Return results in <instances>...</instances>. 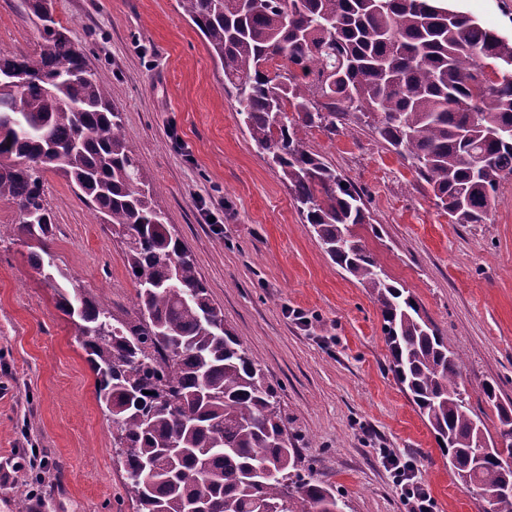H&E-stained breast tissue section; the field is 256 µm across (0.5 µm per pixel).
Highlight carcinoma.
Here are the masks:
<instances>
[{
  "label": "carcinoma",
  "instance_id": "carcinoma-1",
  "mask_svg": "<svg viewBox=\"0 0 512 512\" xmlns=\"http://www.w3.org/2000/svg\"><path fill=\"white\" fill-rule=\"evenodd\" d=\"M224 70L251 139L281 173L330 259L378 305L389 369L411 396L462 487L512 512V413L476 457L483 423L461 388L462 360L413 296L354 232L363 192L314 152L306 132L355 119L410 162L453 224H482L512 177V39L446 0H179ZM39 24L31 54L0 50V199L32 268L56 281L44 175L63 177L119 227L132 312L56 288L112 415L137 512H336V489L301 464L279 400L244 341L224 327L194 260L155 205L108 82L55 20L52 0H21ZM29 80L19 93L5 74ZM148 394H143V391Z\"/></svg>",
  "mask_w": 512,
  "mask_h": 512
}]
</instances>
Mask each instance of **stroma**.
Instances as JSON below:
<instances>
[{
    "instance_id": "obj_1",
    "label": "stroma",
    "mask_w": 512,
    "mask_h": 512,
    "mask_svg": "<svg viewBox=\"0 0 512 512\" xmlns=\"http://www.w3.org/2000/svg\"><path fill=\"white\" fill-rule=\"evenodd\" d=\"M0 0V49L33 52L35 26ZM449 8L512 38V0H448ZM55 17L106 75L128 140L167 222L191 252L224 324L246 342L277 392L288 436L315 479L335 485L346 512H408L377 454L412 460L435 512H483L455 479L416 405L389 369L383 321L367 288L334 264L304 224L224 89L178 0H54ZM310 148L364 189L371 226H356L388 278L464 361L474 411L488 434L512 410V179L483 224H454L407 160L369 127L312 128ZM60 271L116 316L135 283L120 236L54 173ZM379 234H372V226ZM304 312L306 323L289 318ZM495 382L487 403L483 382ZM136 512L95 375L55 290L22 242L0 243V512Z\"/></svg>"
}]
</instances>
